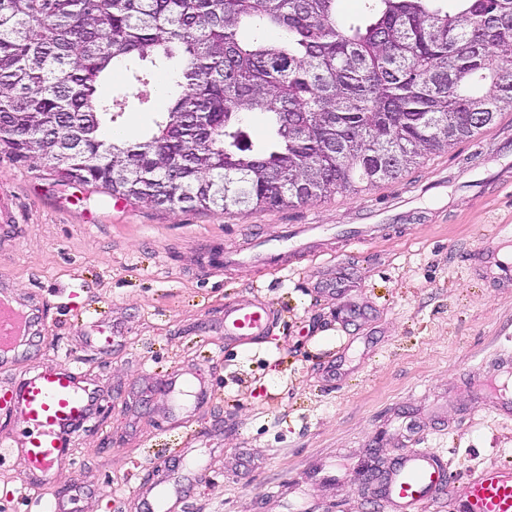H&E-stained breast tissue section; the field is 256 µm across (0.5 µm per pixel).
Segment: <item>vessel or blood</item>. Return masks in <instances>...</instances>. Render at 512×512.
Returning <instances> with one entry per match:
<instances>
[{
  "mask_svg": "<svg viewBox=\"0 0 512 512\" xmlns=\"http://www.w3.org/2000/svg\"><path fill=\"white\" fill-rule=\"evenodd\" d=\"M322 230L319 224H292L285 238L295 251L305 253ZM279 251V244L262 242L248 254H225L224 263L263 264L275 260ZM46 314L43 299L0 286L1 370L30 352V339L39 334ZM279 318L278 310L259 297L244 303L229 302L224 306V335L240 344L259 343L273 332ZM160 391L171 402L170 415L178 417L195 412L207 388L191 373L176 370L166 376ZM99 398V387L73 361L1 385L0 414L25 426L26 431L0 440V460L19 462L28 485L52 483L69 454L71 435L90 420ZM168 469L165 459L153 466L159 479L144 494L151 512H176L184 497L183 491L162 480ZM373 490L387 500L392 512H425L443 490L453 499L456 512H512L511 470L487 466L455 482L450 464L429 448L400 453L389 471L375 477Z\"/></svg>",
  "mask_w": 512,
  "mask_h": 512,
  "instance_id": "vessel-or-blood-1",
  "label": "vessel or blood"
}]
</instances>
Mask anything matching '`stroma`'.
<instances>
[{
	"instance_id": "1",
	"label": "stroma",
	"mask_w": 512,
	"mask_h": 512,
	"mask_svg": "<svg viewBox=\"0 0 512 512\" xmlns=\"http://www.w3.org/2000/svg\"><path fill=\"white\" fill-rule=\"evenodd\" d=\"M161 79L116 73L102 84L127 92L131 134L158 118L164 102L149 87ZM508 171L510 110L395 181L274 210L119 201L0 152V278L51 304L33 352L4 375L75 358L101 388L52 489L30 488L18 462L0 465V512H40L75 483L79 512H137L151 458L186 452L208 471L186 483L187 512H387L352 474L402 449L438 451L457 480L487 464L512 469V419L481 393L504 383L497 358L512 351V282L485 264L490 252L512 266ZM308 221L327 228L315 257L212 263ZM354 224L383 230L351 240ZM257 295L280 310L279 326L231 345L225 303ZM104 320L117 330L112 348H85L82 330ZM183 368L209 399L171 430L156 388Z\"/></svg>"
}]
</instances>
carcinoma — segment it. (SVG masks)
<instances>
[{"mask_svg": "<svg viewBox=\"0 0 512 512\" xmlns=\"http://www.w3.org/2000/svg\"><path fill=\"white\" fill-rule=\"evenodd\" d=\"M0 0V147L155 208L282 209L392 182L512 109V0ZM168 74L155 129L112 139L114 73ZM267 115L252 141L246 117Z\"/></svg>", "mask_w": 512, "mask_h": 512, "instance_id": "carcinoma-1", "label": "carcinoma"}]
</instances>
